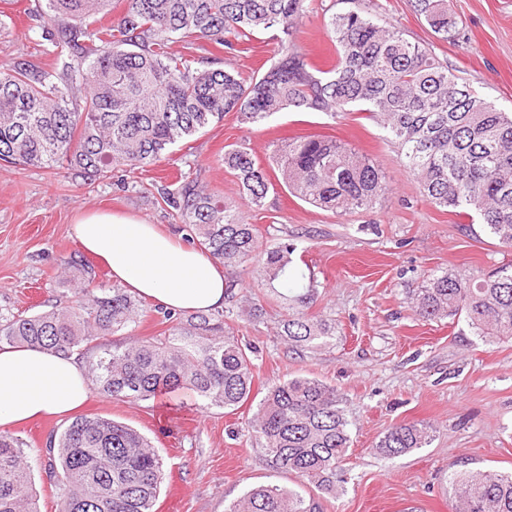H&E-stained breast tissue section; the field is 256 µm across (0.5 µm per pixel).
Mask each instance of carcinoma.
Segmentation results:
<instances>
[{
	"label": "carcinoma",
	"mask_w": 512,
	"mask_h": 512,
	"mask_svg": "<svg viewBox=\"0 0 512 512\" xmlns=\"http://www.w3.org/2000/svg\"><path fill=\"white\" fill-rule=\"evenodd\" d=\"M123 12L101 24L112 0H45L61 23L50 33L74 65L57 74L25 59L0 68V161L50 168L67 163L86 180L159 162L176 143L233 112L247 126L281 112H364L398 149L423 199L458 214L475 213L484 230L512 247V112L471 90L428 48L409 41L369 10L333 13L326 24L332 63L321 68L290 49L307 0H124ZM414 9L444 40L458 32L449 0H414ZM278 31L280 56L250 79L221 66L213 49L242 52L254 34ZM282 182L301 200L346 214L376 208L388 191L381 169L348 145L300 137L276 149ZM224 168L250 209L263 206L273 183L243 145L224 151ZM158 193L187 225L188 240L234 271L253 262L260 245L245 211L184 177ZM295 247L264 252L259 276L285 300L279 335L292 349L317 348L335 336L305 313L318 297L314 280L288 296ZM75 305L29 315L0 313V345L26 344L73 355L136 323L140 302L118 287H90V265L66 262ZM426 321L464 317L478 336L512 338V263L473 280L431 274L413 299ZM168 335L129 339L105 350L88 376L116 400H149L181 388L208 406L235 410L253 389V348L224 314L181 316L163 310ZM272 467L325 494L351 444L343 396L298 375L270 389L250 421ZM431 427L389 428L376 450L389 458L424 448ZM24 443L0 432V512H37ZM49 470L62 490L58 512H154L163 461L133 427L101 415L79 417L49 441ZM453 512H512V474L493 469L450 473ZM226 512H317L316 502L281 486H259Z\"/></svg>",
	"instance_id": "cac0c4a2"
}]
</instances>
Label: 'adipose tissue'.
<instances>
[{
  "label": "adipose tissue",
  "mask_w": 512,
  "mask_h": 512,
  "mask_svg": "<svg viewBox=\"0 0 512 512\" xmlns=\"http://www.w3.org/2000/svg\"><path fill=\"white\" fill-rule=\"evenodd\" d=\"M72 236L80 251L106 263L116 282L166 309L208 312L224 305L226 278L219 262L155 225L84 212ZM89 388L76 357L27 345L0 347V431L45 415H69L86 402Z\"/></svg>",
  "instance_id": "adipose-tissue-1"
}]
</instances>
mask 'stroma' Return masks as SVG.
<instances>
[{
  "mask_svg": "<svg viewBox=\"0 0 512 512\" xmlns=\"http://www.w3.org/2000/svg\"><path fill=\"white\" fill-rule=\"evenodd\" d=\"M383 19L429 48L466 78L480 96L512 110V0H451L460 36L434 35L411 0H376ZM41 0H0V67L23 58L63 69L46 34L55 21L41 15ZM350 0H310L297 23L295 50L306 61L326 64L333 55L324 24ZM272 31L257 33L249 53H221L225 67L249 77L277 59ZM307 135L330 136L378 165L389 191L370 211L340 215L311 206L286 188L269 191L261 209L249 211L261 247L294 243L288 289L297 293L313 276L319 297L310 316L336 327L327 346L295 352L278 336L284 310L261 284L257 264L236 270L244 295L261 305L254 318L231 316L235 334L256 347L254 385L237 410L211 408L188 389L172 405L159 400L120 401L92 390L81 412L127 423L151 440L164 460L157 512H225L249 489L281 486L317 499L321 512H452L450 469L512 470V339L486 341L465 319L426 321L410 299L434 272L453 271L479 279L506 263L502 247L478 221L440 210L421 197L412 175L400 165L385 132L362 112H284L258 126L235 114L172 146L155 165L85 180L57 165L0 166V312L31 314L50 301L69 303L64 263L77 248V214L108 210L128 214L160 231L182 236L184 225L159 198L154 184L176 188L180 176L199 178L224 201L241 199L235 178L221 159L225 148L247 143L259 163L277 174L278 146ZM152 300L125 334L99 341L108 349L127 338L150 341L167 326ZM335 386L352 421L344 464L347 481L336 496H322L292 475L273 469L249 421L268 388L296 375ZM418 422L433 429L424 448L386 458L375 451L392 426ZM49 416L15 426L31 466L41 512H56L60 489L47 472L51 435L68 425ZM180 480V497L172 482Z\"/></svg>",
  "mask_w": 512,
  "mask_h": 512,
  "instance_id": "1",
  "label": "stroma"
}]
</instances>
